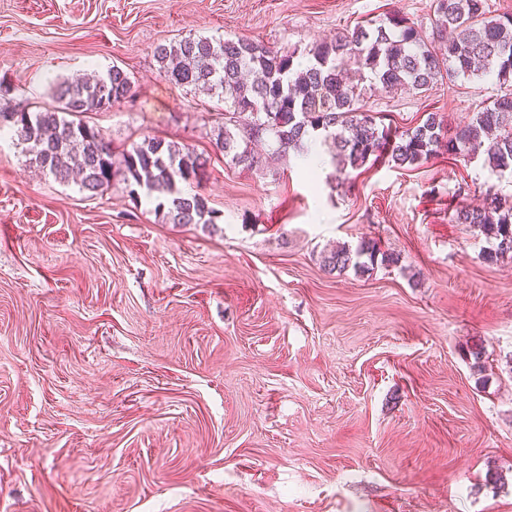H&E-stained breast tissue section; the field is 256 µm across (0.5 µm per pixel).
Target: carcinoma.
I'll list each match as a JSON object with an SVG mask.
<instances>
[{"mask_svg": "<svg viewBox=\"0 0 512 512\" xmlns=\"http://www.w3.org/2000/svg\"><path fill=\"white\" fill-rule=\"evenodd\" d=\"M432 37L401 16L358 26L329 41L314 42L307 62L296 51L276 49L244 38L185 37L156 48L160 71L170 81L203 89L224 101L214 147L235 165L262 162L253 144L270 137L276 152L300 151L313 135L336 150L345 169L361 168L386 156L397 168L428 161L439 148L459 156L486 154L494 169L512 171V93L495 98L471 120L444 138L435 112L419 125L391 134L366 108L367 87L407 86L426 90L445 79L479 78L493 73L512 83V14L487 16L485 0H435ZM134 84L118 65L101 75L58 80L52 103L35 111L0 110V132L25 145L29 161L61 184L97 196L120 179L129 196L155 202L170 224H215L219 213L200 194H186L182 183L197 181L207 159L175 142L146 137L120 154L103 131L82 114L107 111L131 98ZM455 222L470 224L494 241L487 260L512 254V204L488 187L483 203L457 210ZM376 246L361 243L322 256L324 270H367Z\"/></svg>", "mask_w": 512, "mask_h": 512, "instance_id": "carcinoma-1", "label": "carcinoma"}]
</instances>
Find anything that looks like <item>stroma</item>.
I'll return each instance as SVG.
<instances>
[{
    "label": "stroma",
    "mask_w": 512,
    "mask_h": 512,
    "mask_svg": "<svg viewBox=\"0 0 512 512\" xmlns=\"http://www.w3.org/2000/svg\"><path fill=\"white\" fill-rule=\"evenodd\" d=\"M433 0H0L3 108L117 65L135 94L88 112L210 162L184 184L217 224H165L121 180L97 197L0 136V512H512V259L455 223L512 175L485 154L338 175L332 150L214 156L217 99L164 77L160 44L238 36L305 52ZM498 79L367 94L397 131H448ZM391 255L330 274L336 245ZM485 366L473 369L472 350Z\"/></svg>",
    "instance_id": "obj_1"
}]
</instances>
